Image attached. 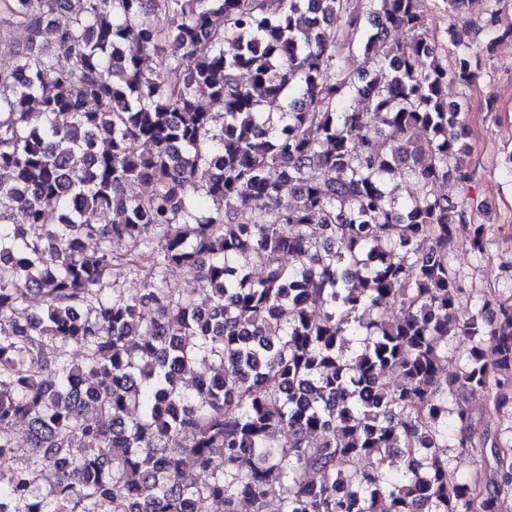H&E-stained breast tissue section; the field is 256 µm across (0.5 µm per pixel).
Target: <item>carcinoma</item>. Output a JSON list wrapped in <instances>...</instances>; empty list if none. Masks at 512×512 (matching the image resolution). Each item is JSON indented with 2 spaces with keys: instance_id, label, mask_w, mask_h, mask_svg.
I'll return each mask as SVG.
<instances>
[{
  "instance_id": "obj_1",
  "label": "carcinoma",
  "mask_w": 512,
  "mask_h": 512,
  "mask_svg": "<svg viewBox=\"0 0 512 512\" xmlns=\"http://www.w3.org/2000/svg\"><path fill=\"white\" fill-rule=\"evenodd\" d=\"M421 2L0 0V34H25L0 63V512H498L512 456L468 400L512 409V303L456 308L466 202L387 190L472 179L445 89L495 41L444 64ZM339 26L375 74L345 67ZM367 109L387 134H359ZM206 358L214 382L187 388ZM450 441L492 459L486 482L448 479ZM22 451L56 473L47 494Z\"/></svg>"
}]
</instances>
